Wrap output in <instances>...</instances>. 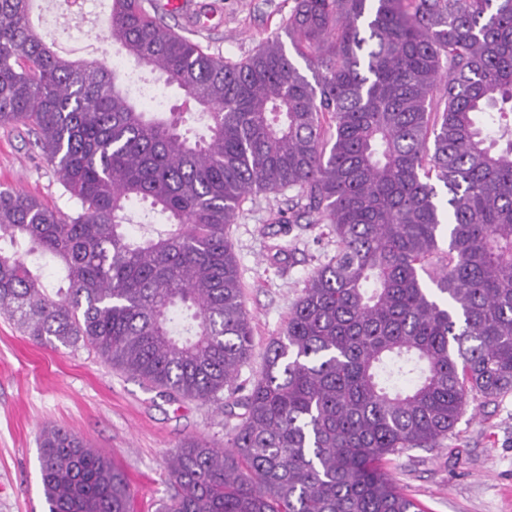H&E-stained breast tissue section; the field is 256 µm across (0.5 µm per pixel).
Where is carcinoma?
<instances>
[{
    "label": "carcinoma",
    "instance_id": "cac0c4a2",
    "mask_svg": "<svg viewBox=\"0 0 512 512\" xmlns=\"http://www.w3.org/2000/svg\"><path fill=\"white\" fill-rule=\"evenodd\" d=\"M34 2L0 0V124L34 133L75 210L0 190V314L218 405L253 347L228 228L291 191L269 223L327 224L336 255L230 442L170 453L158 512H422L389 457L440 447L469 397L512 392V0H296L236 62L157 0H111L106 40L183 93L161 117L105 62L44 42ZM195 115L209 136L192 141ZM133 201L166 223L131 236ZM34 254L60 267L55 293ZM39 469L48 512H132L121 468L67 431L43 429Z\"/></svg>",
    "mask_w": 512,
    "mask_h": 512
}]
</instances>
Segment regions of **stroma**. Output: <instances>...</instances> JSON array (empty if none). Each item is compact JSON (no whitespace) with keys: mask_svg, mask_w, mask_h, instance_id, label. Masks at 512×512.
Wrapping results in <instances>:
<instances>
[{"mask_svg":"<svg viewBox=\"0 0 512 512\" xmlns=\"http://www.w3.org/2000/svg\"><path fill=\"white\" fill-rule=\"evenodd\" d=\"M170 25L208 52L239 61L279 30L295 0H188ZM72 16L64 0H41L35 24L45 41L74 59L95 60L110 10ZM24 126H0V188L37 197L69 213L50 165ZM287 194L267 193L243 205L229 238L249 314L253 350L223 407L171 401L103 364L84 346L34 344L0 315V512H47L38 463L43 428L58 427L112 458L134 489V512H155L172 493L166 458L181 441L224 445L239 424L240 387L260 372L263 353L288 320L308 277L336 253L326 225L268 224ZM386 468L425 512H512V393L470 401L440 447L392 456Z\"/></svg>","mask_w":512,"mask_h":512,"instance_id":"stroma-1","label":"stroma"}]
</instances>
